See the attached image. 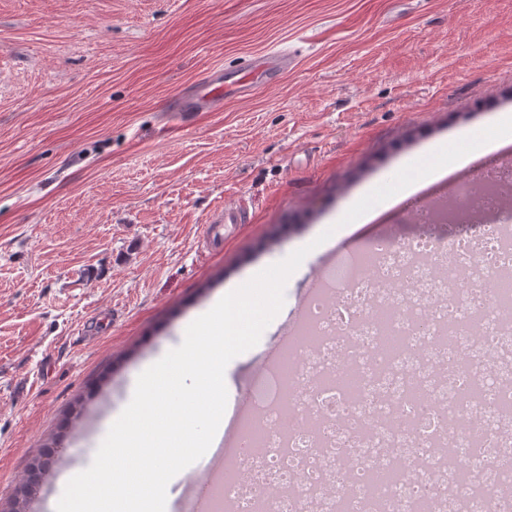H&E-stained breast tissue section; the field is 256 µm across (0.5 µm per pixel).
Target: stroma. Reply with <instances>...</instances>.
<instances>
[{
	"label": "stroma",
	"instance_id": "stroma-1",
	"mask_svg": "<svg viewBox=\"0 0 512 512\" xmlns=\"http://www.w3.org/2000/svg\"><path fill=\"white\" fill-rule=\"evenodd\" d=\"M288 44L277 86L160 122L210 69ZM505 112L512 0H0V512L32 471L41 497L92 462L83 427L228 285Z\"/></svg>",
	"mask_w": 512,
	"mask_h": 512
}]
</instances>
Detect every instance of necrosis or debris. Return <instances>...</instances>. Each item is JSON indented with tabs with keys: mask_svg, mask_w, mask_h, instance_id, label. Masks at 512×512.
Returning <instances> with one entry per match:
<instances>
[{
	"mask_svg": "<svg viewBox=\"0 0 512 512\" xmlns=\"http://www.w3.org/2000/svg\"><path fill=\"white\" fill-rule=\"evenodd\" d=\"M509 191L511 169L480 178L327 267L213 512H512V288L490 285L512 278Z\"/></svg>",
	"mask_w": 512,
	"mask_h": 512,
	"instance_id": "1",
	"label": "necrosis or debris"
}]
</instances>
